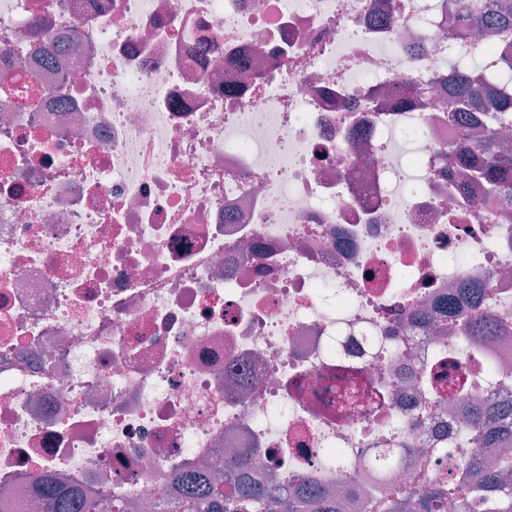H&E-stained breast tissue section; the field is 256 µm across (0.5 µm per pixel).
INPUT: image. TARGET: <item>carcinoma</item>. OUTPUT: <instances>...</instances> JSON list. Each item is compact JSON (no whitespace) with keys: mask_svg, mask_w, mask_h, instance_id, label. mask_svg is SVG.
Instances as JSON below:
<instances>
[{"mask_svg":"<svg viewBox=\"0 0 512 512\" xmlns=\"http://www.w3.org/2000/svg\"><path fill=\"white\" fill-rule=\"evenodd\" d=\"M459 9L481 19L485 30L512 31V0H459ZM489 86L482 76L464 75L448 86V121L457 125L458 137L446 151L437 154L434 165L453 172L462 187L480 184L485 199L512 209V155L498 145L494 128L512 119L506 106L484 116L480 134L460 121L463 112L479 110ZM472 451L462 453V461L445 484L422 485L409 492L389 489L380 512H442L445 502L462 497L485 500L488 487L500 498L512 502V484L501 473L512 472V462L499 461V468L487 467L483 449L496 448L502 441L512 443V410L495 412L474 407L470 415ZM403 460L399 448H381L363 461L366 475L384 479ZM245 453L225 458L222 482L202 470L189 471L176 478V488L157 494V512H341L340 504L328 490L310 481L283 487L276 478L257 479ZM42 494L50 500L53 512H106L105 499L94 491L67 487L56 476L42 482Z\"/></svg>","mask_w":512,"mask_h":512,"instance_id":"obj_1","label":"carcinoma"}]
</instances>
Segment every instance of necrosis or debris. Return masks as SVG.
Listing matches in <instances>:
<instances>
[{
  "label": "necrosis or debris",
  "mask_w": 512,
  "mask_h": 512,
  "mask_svg": "<svg viewBox=\"0 0 512 512\" xmlns=\"http://www.w3.org/2000/svg\"><path fill=\"white\" fill-rule=\"evenodd\" d=\"M456 12L0 0V512H45L53 475L153 512L232 450L343 512L377 499L376 448L410 446L395 486L447 479L462 408L512 403V216L432 166L455 137L444 99L405 102V81L472 70L486 111L512 98L483 36L449 33ZM442 301L490 335L413 330ZM345 372L354 391L323 408Z\"/></svg>",
  "instance_id": "4bbe7bcc"
}]
</instances>
